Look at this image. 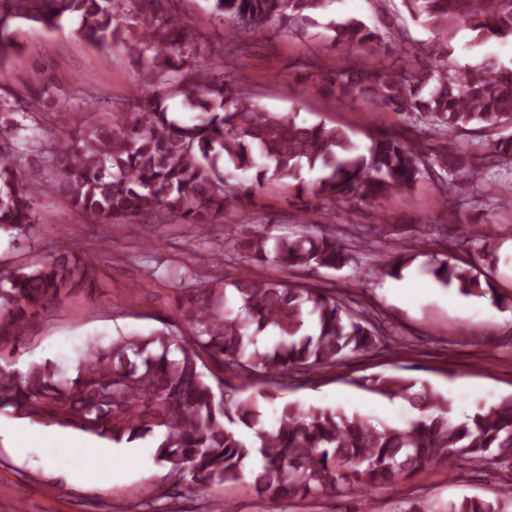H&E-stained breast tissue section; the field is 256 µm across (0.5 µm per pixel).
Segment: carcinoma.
Instances as JSON below:
<instances>
[{
    "mask_svg": "<svg viewBox=\"0 0 512 512\" xmlns=\"http://www.w3.org/2000/svg\"><path fill=\"white\" fill-rule=\"evenodd\" d=\"M176 2L0 0L1 68L30 49L20 38L24 26L52 30L77 18L88 44L125 43L131 58L147 64L148 80L147 96L123 108L118 126L89 127L60 140L38 134L41 111L24 104L21 92L0 93V235L14 238L38 223L41 195H57L99 221L166 212L206 229L270 180H289L297 195L324 208L404 193L440 171L448 176V190L462 195L478 167L512 166V65L486 55L461 72L452 60L462 29L478 43L512 40V0H401L411 19L432 34L423 58L408 60L413 49L402 47L389 65L330 71L326 80L336 95L413 114L421 124L422 138L412 143L384 133L364 152L339 126L265 108L229 78L228 61L197 64L199 34L181 21ZM211 2L231 36L302 35L330 0ZM120 14L138 26L137 33L121 29ZM328 30L343 48L376 53L384 44L382 34L356 18L333 20ZM173 97L195 113L192 122L171 112ZM15 112L28 123L15 120ZM465 133L490 138V153L448 154L430 144L436 136ZM30 154L49 163L37 184L19 177ZM306 171L319 177L308 182ZM481 238L472 261L461 265L431 253L429 270L465 296L512 305L491 276L499 263L495 227L487 226ZM357 241L306 224L288 237L237 235L225 250L247 264L298 273L354 266ZM421 255L404 249L377 256L376 265L397 277ZM188 262L214 271L184 306L188 334L164 328L90 340L79 349L73 373L52 360L17 369L11 358L29 317L100 287L95 255L58 250L9 270L0 267V415L116 445L153 437L156 459L172 465L175 482L221 486L250 476L249 488L269 512L287 499L393 485L450 460L462 476L476 463L512 459V396L458 421L448 398L393 374L356 384L409 401L418 417L404 427L297 402L280 404L277 425L262 427L258 401L240 398L245 387L260 383L259 396L273 403L288 382L386 346L382 321L318 282L263 276L228 281L215 256L193 255ZM266 331L274 340L261 345L258 337ZM446 512L507 510L464 497L448 502Z\"/></svg>",
    "mask_w": 512,
    "mask_h": 512,
    "instance_id": "cac0c4a2",
    "label": "carcinoma"
}]
</instances>
